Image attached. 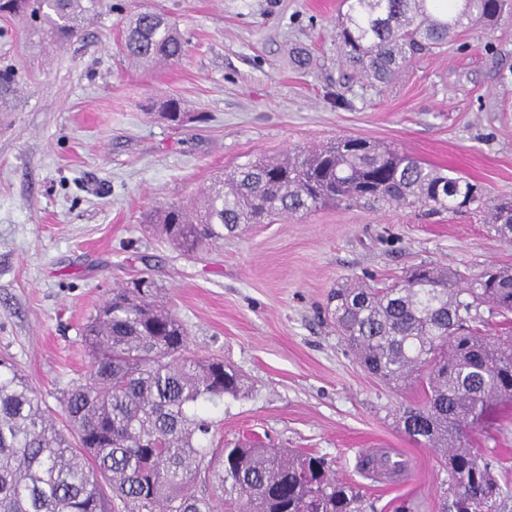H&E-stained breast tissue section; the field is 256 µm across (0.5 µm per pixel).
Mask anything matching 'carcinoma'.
Returning a JSON list of instances; mask_svg holds the SVG:
<instances>
[{
    "label": "carcinoma",
    "mask_w": 512,
    "mask_h": 512,
    "mask_svg": "<svg viewBox=\"0 0 512 512\" xmlns=\"http://www.w3.org/2000/svg\"><path fill=\"white\" fill-rule=\"evenodd\" d=\"M508 0H343L337 38L346 60L385 83L416 54L434 52L459 31L495 23ZM97 0H0V17H27L56 43L81 34ZM186 42L164 13L132 14L122 52L139 64L152 52L174 63ZM180 125L177 98L158 102ZM361 138L295 148L238 165L219 191L189 208L155 206L149 223L193 254L249 224L294 216L320 204L395 203L433 212L485 205L481 186L445 175L411 154ZM512 235V201L489 211ZM151 277L114 288L83 325L84 379L63 400L62 423L19 369L0 359V512H364L362 495L323 455L236 443L210 448L209 409L241 391L237 372L200 357L178 316L159 304ZM336 325L362 366L387 382L416 379L421 403L399 421L441 458V512H497L503 494L496 459L466 444L464 431L493 406L512 401V336H485L479 307L512 314V269L489 266L460 288L451 273L415 268L387 288H339L329 300ZM209 492L197 495L196 482Z\"/></svg>",
    "instance_id": "carcinoma-1"
}]
</instances>
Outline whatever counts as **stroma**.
<instances>
[{"mask_svg": "<svg viewBox=\"0 0 512 512\" xmlns=\"http://www.w3.org/2000/svg\"><path fill=\"white\" fill-rule=\"evenodd\" d=\"M157 9L187 51L142 67L119 46L131 12ZM342 0H99L78 38L46 43L0 18V358L60 411L89 362L80 329L112 287L153 276L193 350L242 377L214 409V444L260 440L331 458L371 512H437L440 463L398 424L420 398L370 375L326 304L338 287L384 286L428 264L469 278L512 268V240L482 212L424 206H325L253 224L195 255L147 221L159 202L199 189L256 157L342 136L394 146L488 198L512 199V11L480 34L418 55L372 84L341 56ZM310 53L300 70L294 49ZM174 96L173 128L149 107ZM499 461L498 512H512V405L468 436ZM366 448H393L411 476L385 487L361 475Z\"/></svg>", "mask_w": 512, "mask_h": 512, "instance_id": "35a3bbf8", "label": "stroma"}]
</instances>
